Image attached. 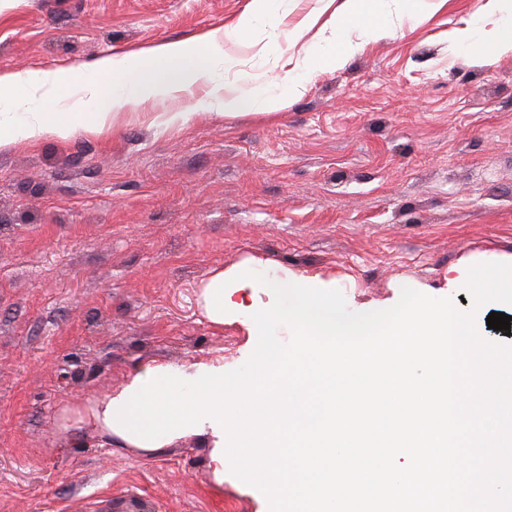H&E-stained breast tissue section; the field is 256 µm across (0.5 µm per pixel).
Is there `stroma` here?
Here are the masks:
<instances>
[{
	"label": "stroma",
	"mask_w": 512,
	"mask_h": 512,
	"mask_svg": "<svg viewBox=\"0 0 512 512\" xmlns=\"http://www.w3.org/2000/svg\"><path fill=\"white\" fill-rule=\"evenodd\" d=\"M284 0L227 45L275 81L309 14ZM484 0H445L422 21L317 68L266 116L191 112L186 98L0 147V512H270L212 478L203 437L155 451L81 427L78 412L149 365L223 358L257 339L204 312L211 275L250 267L333 283L354 312L402 287L448 292L456 268L512 264V53L488 63L451 44ZM253 0H0V75L78 69L233 27ZM186 118L176 125L168 113Z\"/></svg>",
	"instance_id": "stroma-1"
}]
</instances>
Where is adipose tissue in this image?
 Segmentation results:
<instances>
[{"instance_id":"obj_1","label":"adipose tissue","mask_w":512,"mask_h":512,"mask_svg":"<svg viewBox=\"0 0 512 512\" xmlns=\"http://www.w3.org/2000/svg\"><path fill=\"white\" fill-rule=\"evenodd\" d=\"M425 0H342L328 38L307 43L302 56L285 72L276 96L266 95L257 77L239 71L225 42H238L250 32L256 18L278 10V0H253V7L223 35H211L201 44L165 45L152 55H127L99 61L95 76L70 72L20 70L0 79V146L19 140L68 135L75 122L87 130L101 131L113 110L137 107L149 101L207 88L196 108L225 116L243 107L255 111H280L284 97H298L307 88L315 65L342 68L369 43L393 34L396 21H417ZM455 44L472 48L485 58L512 52V0H486L473 23L455 29ZM66 87L67 103L46 112V87Z\"/></svg>"}]
</instances>
